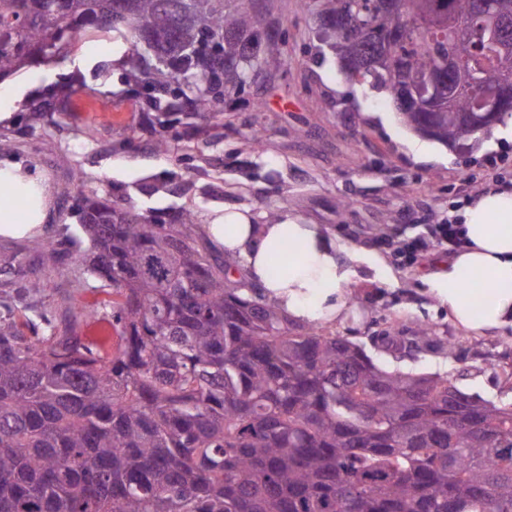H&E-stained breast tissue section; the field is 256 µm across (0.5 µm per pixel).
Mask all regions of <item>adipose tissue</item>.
I'll return each mask as SVG.
<instances>
[{
	"instance_id": "adipose-tissue-1",
	"label": "adipose tissue",
	"mask_w": 512,
	"mask_h": 512,
	"mask_svg": "<svg viewBox=\"0 0 512 512\" xmlns=\"http://www.w3.org/2000/svg\"><path fill=\"white\" fill-rule=\"evenodd\" d=\"M36 203L25 222L13 205ZM50 192L42 177L11 161H0V236L42 233ZM463 243L448 258L446 271L433 276L430 290L459 329L472 336L512 329V191L490 190L467 205ZM205 236L239 259L249 278L262 285L267 301L300 323H331L349 313L347 289L360 257L326 227L309 224L290 211L276 222L255 224L228 209L204 225ZM287 255V268L271 275L273 253Z\"/></svg>"
}]
</instances>
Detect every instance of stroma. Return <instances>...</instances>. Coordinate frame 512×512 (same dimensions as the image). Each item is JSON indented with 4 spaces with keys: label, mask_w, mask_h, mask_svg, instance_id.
I'll return each instance as SVG.
<instances>
[{
    "label": "stroma",
    "mask_w": 512,
    "mask_h": 512,
    "mask_svg": "<svg viewBox=\"0 0 512 512\" xmlns=\"http://www.w3.org/2000/svg\"><path fill=\"white\" fill-rule=\"evenodd\" d=\"M266 5L267 26L286 39L287 71L226 96L223 119L201 132L173 123L181 145L175 154L155 151L154 116L126 95L111 37L74 44L61 60L0 80V105L14 111L13 122L0 124V136L12 144L8 157L42 173L51 189L42 239L76 234L77 172L87 190L162 215L190 208L202 224L226 207L250 210L259 224L269 212L291 210L385 261L382 276L367 270L350 285L348 300L360 317L331 324L334 334L364 346L385 366L437 373L467 393L512 400V332L475 339L456 330L427 284L447 265V251L435 246L411 263L396 250L425 225L456 218L484 190L512 184V132L479 135L478 147L467 152L437 143L430 160H415L407 146L414 134L398 121L390 94L340 72L299 0ZM102 83L112 91L104 99L117 114L111 122L75 107L77 96ZM32 103L50 106L41 123L30 118ZM256 128L264 138L252 151L245 141ZM385 231L387 244L380 241ZM42 239L0 237V315L29 317L46 336L64 328L67 309L77 302L91 312L75 325V336L109 341L111 286L87 273L78 256L46 252ZM34 278L39 289L27 290ZM422 326L450 342L452 351L414 348L395 361L373 343L387 333L407 339Z\"/></svg>",
    "instance_id": "obj_1"
}]
</instances>
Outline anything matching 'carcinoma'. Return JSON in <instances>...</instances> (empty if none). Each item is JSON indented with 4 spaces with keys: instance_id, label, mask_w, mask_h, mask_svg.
Instances as JSON below:
<instances>
[{
    "instance_id": "obj_1",
    "label": "carcinoma",
    "mask_w": 512,
    "mask_h": 512,
    "mask_svg": "<svg viewBox=\"0 0 512 512\" xmlns=\"http://www.w3.org/2000/svg\"><path fill=\"white\" fill-rule=\"evenodd\" d=\"M0 0V76L95 33L126 45L128 92L190 128L224 96L286 65L259 0ZM339 24L325 45L349 78L387 90L403 124L470 142L475 128L405 100L368 63L403 26L382 0H300ZM476 0H410L415 33L392 46L409 73L438 54L481 65L479 88L512 83V53L450 38ZM74 210L87 271L112 286L121 344L103 361L75 336H29L0 317V512H512V403L439 374L390 369L365 348L269 304L239 262L197 230L84 190ZM413 342L441 347L429 327Z\"/></svg>"
}]
</instances>
